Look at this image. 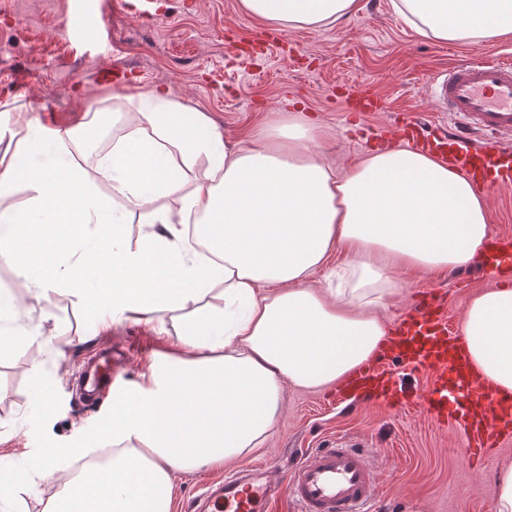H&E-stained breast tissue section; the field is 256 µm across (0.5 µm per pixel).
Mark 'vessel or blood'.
I'll return each instance as SVG.
<instances>
[{"instance_id":"1","label":"vessel or blood","mask_w":512,"mask_h":512,"mask_svg":"<svg viewBox=\"0 0 512 512\" xmlns=\"http://www.w3.org/2000/svg\"><path fill=\"white\" fill-rule=\"evenodd\" d=\"M433 94L448 120L431 126L409 117L404 127L408 144L447 160L478 191L491 194L511 188L512 62L492 58L454 66L434 77ZM385 108V100L370 85H362L356 111ZM509 260L512 239H500L487 251L484 270L497 275ZM389 360L429 374L431 390L414 400L400 378L385 370ZM112 381V355L105 352L84 372L76 392L92 403L111 388ZM352 394L389 406H419L434 422L458 430L467 441L469 460L476 463L490 456L503 436L512 435V398L499 394L472 367L463 336L449 332L445 311L427 301L395 324L376 358L337 385V398ZM377 489L370 457L356 444L341 440L296 461L283 485L271 483L259 468L218 483L206 498L204 512H269L283 495L296 502L299 512H366Z\"/></svg>"}]
</instances>
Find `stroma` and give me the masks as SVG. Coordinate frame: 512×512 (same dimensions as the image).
Wrapping results in <instances>:
<instances>
[{"instance_id":"obj_1","label":"stroma","mask_w":512,"mask_h":512,"mask_svg":"<svg viewBox=\"0 0 512 512\" xmlns=\"http://www.w3.org/2000/svg\"><path fill=\"white\" fill-rule=\"evenodd\" d=\"M155 20L131 16L121 0H0V29L19 48L0 63V103L12 102L33 116L51 111L58 125L71 124L89 109L111 111L112 88L92 82L88 63L126 71L122 107L137 109L141 90L161 88L204 112L230 141L250 133L282 107L301 110L326 136L322 160L344 173L370 149L381 130L403 113L437 120L429 93L432 76L462 61L493 55L512 58V38L487 39L472 47L427 38L399 16L392 0H359V10L332 27L277 29L244 13L239 0H163ZM100 19L98 37L86 36L78 15ZM28 86L14 88L17 76ZM371 82L387 102L383 112L347 110L351 84ZM402 295L383 311L394 320L413 307L420 292L436 291L455 330L471 294L493 286L479 265L461 270L407 272ZM13 262L0 257V291L27 298L30 321L57 331L54 348L34 339L0 352V465L24 472L33 453L88 440L108 411L107 400L81 403L72 390L77 369L106 345L122 348L126 364L118 384L138 381L145 361L167 346L149 323L124 322L110 336L67 291L50 302L30 298ZM49 393L52 412L42 408ZM335 387L320 391L287 388L283 414L264 448L240 467L279 468L285 460L328 448L346 436L364 445L375 467L379 494L371 512H492L497 467L512 462V439L483 467L472 468L463 439L420 409L395 410L375 401L336 404Z\"/></svg>"}]
</instances>
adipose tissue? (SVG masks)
<instances>
[{
	"label": "adipose tissue",
	"mask_w": 512,
	"mask_h": 512,
	"mask_svg": "<svg viewBox=\"0 0 512 512\" xmlns=\"http://www.w3.org/2000/svg\"><path fill=\"white\" fill-rule=\"evenodd\" d=\"M269 24L319 29L358 0H240ZM420 33L463 47L512 35V0H393ZM141 112L77 115L68 129L0 105V251L36 298L67 288L110 331L147 320L174 352L112 393L94 443L46 448L32 472L58 480L43 512H173L177 474L263 447L286 386L319 390L371 359L381 316L409 269L467 267L490 236L471 182L447 163L393 147L336 174L311 148L320 127L281 109L235 146L206 114L149 89ZM121 125L96 170L112 207L72 163L98 125ZM205 162L204 178L189 172ZM29 196L17 206V186ZM145 227L128 242L125 224ZM345 258L330 267L335 246ZM326 271L330 288L312 286ZM460 333L474 367L512 394V287L475 291Z\"/></svg>",
	"instance_id": "ef3b65f1"
}]
</instances>
